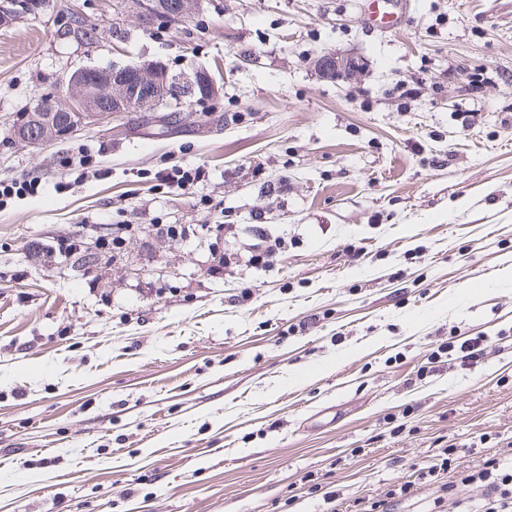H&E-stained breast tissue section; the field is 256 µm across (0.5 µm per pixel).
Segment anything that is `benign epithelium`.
I'll return each instance as SVG.
<instances>
[{"label":"benign epithelium","mask_w":512,"mask_h":512,"mask_svg":"<svg viewBox=\"0 0 512 512\" xmlns=\"http://www.w3.org/2000/svg\"><path fill=\"white\" fill-rule=\"evenodd\" d=\"M198 0H116L119 12L133 11L152 23L179 22L196 10ZM40 0H0V29L16 19L39 13ZM317 69L324 79H336L355 69L353 60L323 56ZM65 95L45 97L37 112H21L13 122L15 136L32 145L62 141L79 130L109 123L133 110L144 113L150 124L165 125L173 114L192 112L203 99L216 97L217 85L205 70L189 78L169 74L157 61L109 67H82L69 74Z\"/></svg>","instance_id":"7a95c632"}]
</instances>
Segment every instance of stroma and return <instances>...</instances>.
<instances>
[{
	"mask_svg": "<svg viewBox=\"0 0 512 512\" xmlns=\"http://www.w3.org/2000/svg\"><path fill=\"white\" fill-rule=\"evenodd\" d=\"M112 2L0 30V512H362L430 501L443 449L512 456V0L392 30L363 0ZM144 60L209 70L210 123L12 134L67 73ZM451 335L483 360L421 374ZM198 0H117L114 6L119 12L135 11L150 24L155 22H179L196 10ZM356 68L353 60L323 56L318 60L317 69L324 79H336L341 73H350Z\"/></svg>",
	"mask_w": 512,
	"mask_h": 512,
	"instance_id": "stroma-1",
	"label": "stroma"
}]
</instances>
